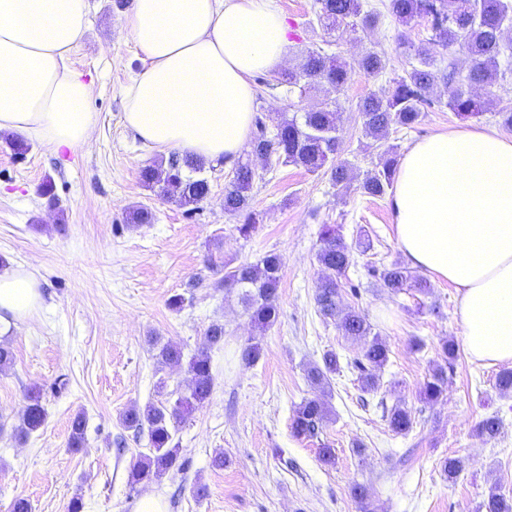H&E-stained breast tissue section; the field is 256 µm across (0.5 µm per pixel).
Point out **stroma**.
I'll list each match as a JSON object with an SVG mask.
<instances>
[{"instance_id": "stroma-1", "label": "stroma", "mask_w": 512, "mask_h": 512, "mask_svg": "<svg viewBox=\"0 0 512 512\" xmlns=\"http://www.w3.org/2000/svg\"><path fill=\"white\" fill-rule=\"evenodd\" d=\"M130 2L88 0L89 26L70 54L94 90L90 145L56 153L33 143L17 155L10 137L0 136V263L33 271L44 298L36 313L0 338L14 352L13 364L0 371V512H9L17 498L27 499L32 512H67L76 497L83 512H133L148 493L162 497L168 512H359L349 494L355 482L367 486L373 512H478L493 484L512 496V396L495 389L499 368L462 350L452 284L430 279L425 294L381 287L380 272L403 257L387 197L367 196L358 186L388 144L402 153L423 136L467 127L512 136L498 116L512 109V77L499 80L493 109L483 116L466 119L437 103L414 128L390 131L383 143L365 137L357 104L384 89L385 80L359 73L343 91H313L312 99L338 104L339 157L353 164L356 181L340 190L299 167L256 164L251 195L259 222L245 238L238 218L224 211L229 177L223 164L206 168L211 191L192 211L140 181L141 168L162 155L143 147L122 122L124 90L144 67L123 28ZM276 4L295 64L309 49L351 61L372 47L399 74L410 62L397 47L400 36L416 43L429 38L426 23L405 30L388 16L374 34L330 33L311 21L314 0ZM253 83L254 113L267 127L292 115L295 97L276 73ZM47 180L60 202L54 210L39 194ZM135 205L151 209L154 223L126 224L124 213ZM326 224L339 226L352 248L341 278L343 304L358 309L390 350L374 393L360 389L350 367L362 342L342 336L315 303L316 252ZM362 233L372 242L366 251L356 246ZM270 252L283 259L279 317L261 333L238 291H226L222 280L226 267ZM175 294L186 299L179 312L168 306ZM214 322L224 326L223 343L210 350L214 390L177 433L184 471L129 487V467L148 445L122 426L123 413L135 403L175 400L190 384L185 367L157 363L149 337L173 341L190 355L203 347ZM447 340L460 351L443 400L429 404L419 392ZM251 342L261 347L254 364L241 359ZM328 350L342 362L331 385L332 415L318 437L300 439L290 418L315 395L305 368ZM34 385L43 390L47 421L22 441L14 427ZM398 403L413 418L412 430L402 435L386 418ZM79 414L85 443L75 450L71 422ZM492 415L502 430L486 441L475 426ZM325 444L335 451L334 464L319 457ZM219 453L220 468L212 464ZM448 457L467 462L453 482L442 470ZM197 483L206 486L204 497L193 494Z\"/></svg>"}]
</instances>
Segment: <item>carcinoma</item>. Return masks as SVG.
<instances>
[{
	"label": "carcinoma",
	"mask_w": 512,
	"mask_h": 512,
	"mask_svg": "<svg viewBox=\"0 0 512 512\" xmlns=\"http://www.w3.org/2000/svg\"><path fill=\"white\" fill-rule=\"evenodd\" d=\"M390 16L398 25L410 27L424 20L430 26L429 43L458 51L468 66L461 70L454 62L441 68L431 55L430 49L417 45L407 38L399 44L412 55L413 62L404 74L390 80L383 92H372L358 103L365 135L380 141L392 128L411 129L421 121L425 107L432 105V96L439 87L448 93V108L464 118H478L488 111L494 101L495 87L499 78L512 72V46L501 42L502 30L512 26V0H385L383 7L370 0H315V20L327 31L345 29L353 34L373 31L382 16ZM505 68H500V61ZM386 57L368 48L353 62L342 61L323 51L309 50L296 70L280 73V83L288 85L289 92H298L304 98L316 87L328 85L337 92L344 90L354 75L362 73L371 79L385 75ZM341 145L340 117L337 105L320 100L308 107L300 117L283 118L269 135L266 125L259 122L251 140V153L264 155L278 165L300 167L310 173H322L330 183L347 188L354 179L351 163L334 161ZM397 165L396 147L391 145L381 151L375 168L360 183L362 193L382 197L393 188ZM205 168V160L172 155L168 163L147 165L140 171V181L148 188H157L168 198L182 206L196 207L210 194V184L199 176ZM255 171L250 160H240L233 169L232 178L224 186V211L243 217L239 232L247 236L255 228L250 191ZM316 259L322 276L316 288L315 302L318 312L336 321L342 335L361 339L370 335L371 327L366 319L353 308L342 306L340 277L352 261V254L342 236L332 225L324 226L321 245ZM282 262L276 253L266 254L257 263H243L224 273V288L242 289L250 321L255 328L264 331L275 324L279 315L278 288ZM383 286L392 293L407 288L419 291L427 288V282L407 268L395 264L380 273ZM156 359L161 364L183 363L181 347L170 343H154ZM389 359L387 345L373 336L364 348L363 355L351 362L357 371L360 388L366 393L380 387L379 371ZM187 372L191 375L190 393L180 395L169 406H157L151 402L132 405L122 416V424L144 435L148 440V453L142 454L130 467L128 482L137 485L162 477L171 470L181 471V448L176 441L179 423L211 395L214 387L211 358L202 349L190 357ZM340 372L339 357L327 351L321 363L306 369L310 384L319 388L322 395L303 400L293 411L290 419L292 433L300 438L318 436L323 424L329 419V385L333 375ZM448 385L444 367L433 370L425 384L421 397L427 402L438 401ZM47 419L42 393L30 389L25 395L20 423L16 427L19 436L27 437L40 430ZM392 431L405 433L412 428L411 412L403 405H395L387 412ZM502 421L492 415L482 419L476 433L489 440L501 432ZM479 512H512V497L492 485L488 488Z\"/></svg>",
	"instance_id": "carcinoma-1"
}]
</instances>
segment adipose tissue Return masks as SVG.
I'll return each mask as SVG.
<instances>
[{"label":"adipose tissue","mask_w":512,"mask_h":512,"mask_svg":"<svg viewBox=\"0 0 512 512\" xmlns=\"http://www.w3.org/2000/svg\"><path fill=\"white\" fill-rule=\"evenodd\" d=\"M86 0H0V133L52 151L88 145L92 86L69 64ZM124 28L146 66L125 94L124 125L145 145L233 164L252 135L251 78L286 63L274 0H132ZM398 248L460 293L463 344L512 363V137L435 133L403 154L390 198ZM42 302L22 266L0 270V335Z\"/></svg>","instance_id":"adipose-tissue-1"}]
</instances>
